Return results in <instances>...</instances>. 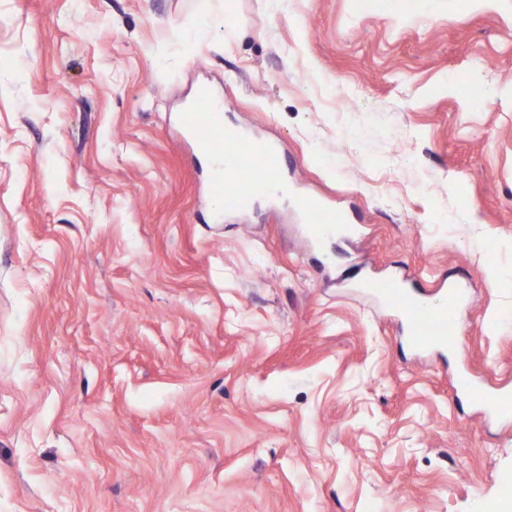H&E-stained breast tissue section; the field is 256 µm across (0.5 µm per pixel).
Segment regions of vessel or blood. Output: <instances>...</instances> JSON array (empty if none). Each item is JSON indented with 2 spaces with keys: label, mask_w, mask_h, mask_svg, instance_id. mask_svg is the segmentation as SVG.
Returning a JSON list of instances; mask_svg holds the SVG:
<instances>
[{
  "label": "vessel or blood",
  "mask_w": 512,
  "mask_h": 512,
  "mask_svg": "<svg viewBox=\"0 0 512 512\" xmlns=\"http://www.w3.org/2000/svg\"><path fill=\"white\" fill-rule=\"evenodd\" d=\"M182 125L208 158L220 164V174L211 176L212 192L234 209L248 210L259 198L272 191L281 181V162L278 151L261 140L230 136L224 125L222 109L216 105L209 87H200L182 119ZM298 207L304 214L309 231L321 236L341 223L339 212L327 208L313 197L301 198ZM367 291L378 301L398 309L411 327L410 343L424 348L451 347L456 342V310L462 292L450 288L441 301V311H433L417 293L404 288L398 281H373ZM459 388L473 393L488 413L500 418L512 416V390L501 388L488 391L476 386L467 373L457 378Z\"/></svg>",
  "instance_id": "b4317fda"
}]
</instances>
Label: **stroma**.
Wrapping results in <instances>:
<instances>
[{
	"label": "stroma",
	"mask_w": 512,
	"mask_h": 512,
	"mask_svg": "<svg viewBox=\"0 0 512 512\" xmlns=\"http://www.w3.org/2000/svg\"><path fill=\"white\" fill-rule=\"evenodd\" d=\"M204 78L288 183L209 224ZM389 277L465 288L454 355ZM462 370L512 388V0H0V512H480ZM298 207L306 217L309 231L315 237L332 229L335 224L343 221L339 212L327 208L320 200L314 197H303L298 201ZM363 288L378 301L398 309L411 327L410 343L419 349L452 347L456 342V310L462 300L458 288L449 287L435 313L419 294L404 288L398 281L365 282Z\"/></svg>",
	"instance_id": "obj_1"
}]
</instances>
